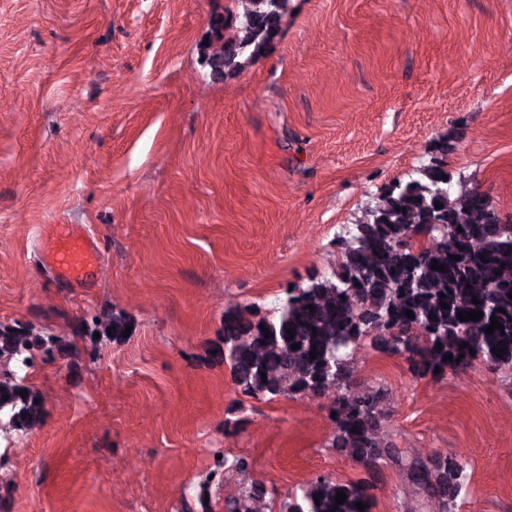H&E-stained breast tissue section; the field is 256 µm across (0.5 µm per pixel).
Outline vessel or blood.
<instances>
[{"instance_id":"b4317fda","label":"vessel or blood","mask_w":512,"mask_h":512,"mask_svg":"<svg viewBox=\"0 0 512 512\" xmlns=\"http://www.w3.org/2000/svg\"><path fill=\"white\" fill-rule=\"evenodd\" d=\"M40 259L56 277L82 282L101 261V251L79 224H47L40 230Z\"/></svg>"}]
</instances>
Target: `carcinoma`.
I'll return each mask as SVG.
<instances>
[{
    "instance_id": "cac0c4a2",
    "label": "carcinoma",
    "mask_w": 512,
    "mask_h": 512,
    "mask_svg": "<svg viewBox=\"0 0 512 512\" xmlns=\"http://www.w3.org/2000/svg\"><path fill=\"white\" fill-rule=\"evenodd\" d=\"M239 2L242 12L213 17L209 44L200 45L201 58L215 79L241 72L281 36L285 0ZM453 149L452 137L439 136L431 144L428 164L408 180L382 189L366 222L341 237L338 266L331 276L312 274L305 283L289 285L272 311L256 304L225 311L218 347V357L245 395L333 396L336 435L329 447L367 468L381 462L398 467L437 512H453L467 483V463L446 457L412 460L395 444L382 441L387 391L381 385L356 390L348 361L368 340L381 352L404 358L414 377L433 376L437 368L442 373L465 368L477 358L512 371V214H503L475 187L452 195L446 157ZM436 262L446 271L431 269ZM442 302L449 308H442ZM408 310L414 317L406 316ZM462 311H480L482 316L462 321L457 318ZM494 316L503 329L488 335ZM128 325L126 314L107 312L83 320L82 330L85 336L112 333V342L120 344ZM289 328L292 337L286 334ZM500 342L506 344L501 357L492 352ZM461 343L466 347L459 348ZM294 344L299 348H292ZM447 353L452 360H444ZM66 354L55 336L0 324V425L28 430L43 413V404L35 403L39 396L16 382L10 363L24 360L31 368L38 359ZM23 389L25 397L19 394ZM220 466L226 477L248 472L241 455H224ZM339 492L347 496L341 504L335 501ZM316 494L320 499H314ZM369 499L362 483L320 479L276 508L267 489L251 480L224 499V510L369 512ZM357 502L366 509L358 510Z\"/></svg>"
}]
</instances>
